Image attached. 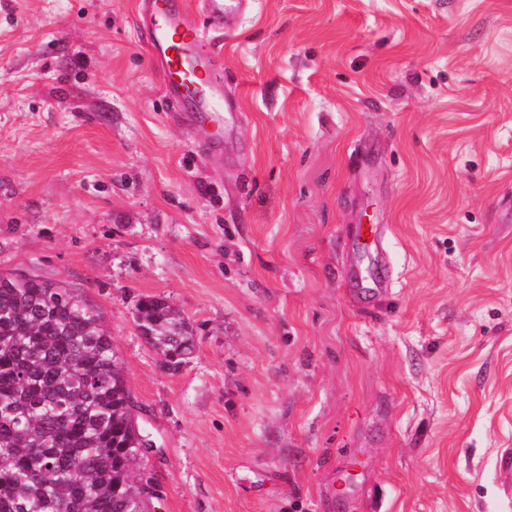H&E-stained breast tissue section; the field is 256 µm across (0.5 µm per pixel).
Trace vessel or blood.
Here are the masks:
<instances>
[{"mask_svg":"<svg viewBox=\"0 0 512 512\" xmlns=\"http://www.w3.org/2000/svg\"><path fill=\"white\" fill-rule=\"evenodd\" d=\"M139 26L150 55L162 70L166 97L181 108L187 127L207 130V148L221 144L224 124V94L213 75L203 45L209 33L222 31L224 16L238 11L242 0H200V13H193L188 0H143ZM355 235L363 251L374 258L358 262L351 271L358 283L351 297L370 302L390 289L392 271L384 234L378 225L357 226Z\"/></svg>","mask_w":512,"mask_h":512,"instance_id":"b4317fda","label":"vessel or blood"}]
</instances>
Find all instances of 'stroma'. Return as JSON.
Here are the masks:
<instances>
[{"label":"stroma","instance_id":"stroma-1","mask_svg":"<svg viewBox=\"0 0 512 512\" xmlns=\"http://www.w3.org/2000/svg\"><path fill=\"white\" fill-rule=\"evenodd\" d=\"M140 7L0 0V273L99 310L151 512H512V0H245L209 152ZM356 224L393 262L369 309ZM146 295L193 328L179 369ZM140 335L163 356L167 367L187 362L196 349L192 327L181 313L166 301L154 296L142 297L135 307ZM142 338L144 339V337Z\"/></svg>","mask_w":512,"mask_h":512}]
</instances>
